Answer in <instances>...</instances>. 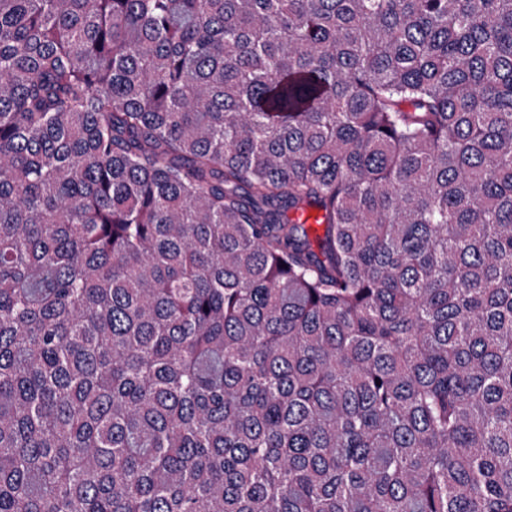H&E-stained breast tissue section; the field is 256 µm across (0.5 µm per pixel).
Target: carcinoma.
Here are the masks:
<instances>
[{"mask_svg": "<svg viewBox=\"0 0 512 512\" xmlns=\"http://www.w3.org/2000/svg\"><path fill=\"white\" fill-rule=\"evenodd\" d=\"M0 512H512V0H0Z\"/></svg>", "mask_w": 512, "mask_h": 512, "instance_id": "obj_1", "label": "carcinoma"}]
</instances>
